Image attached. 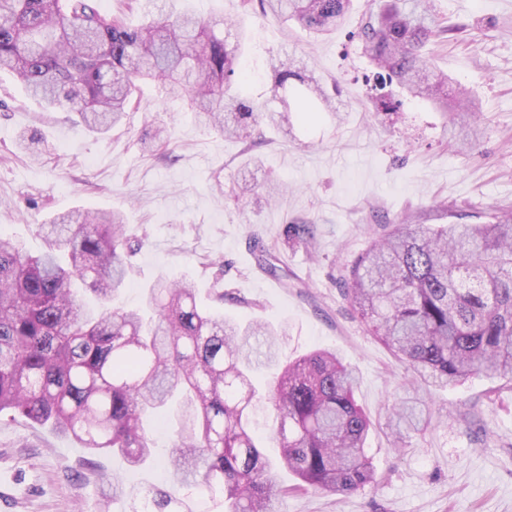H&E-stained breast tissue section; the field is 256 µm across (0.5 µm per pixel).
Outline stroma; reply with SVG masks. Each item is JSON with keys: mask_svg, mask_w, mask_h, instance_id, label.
<instances>
[{"mask_svg": "<svg viewBox=\"0 0 512 512\" xmlns=\"http://www.w3.org/2000/svg\"><path fill=\"white\" fill-rule=\"evenodd\" d=\"M368 0L336 33L313 37L241 0H178L225 35L234 21L245 37L243 66L253 75L245 92L269 91L270 59L290 61L336 93L335 113L267 132L253 148L199 126L183 102L148 85L124 122L99 134L75 113L46 112L15 78L0 72V234L30 252L43 248L34 231L74 209L122 211L131 246L123 301L145 303L157 279L186 280L203 304L212 291L229 294L223 310L240 322L273 323L283 352L337 351L357 372L355 396L373 422L366 446L375 484L350 495L296 490L274 512H512V384L485 377L427 393L437 410L431 426L388 448V401L403 393L408 371L352 317L341 295L347 267L378 233V223L479 224L512 207V0H434L449 28L431 50L449 88H467L481 119L472 145L450 137L452 114L404 98L385 112L365 77L372 68L352 34ZM163 123L169 142L145 148L143 135ZM40 133L39 156L18 135ZM278 182L273 204L240 199L231 183ZM310 224L309 243L284 236L287 225ZM260 236L279 266L273 275L252 248ZM128 494L112 497L113 475ZM169 481L164 467L129 469L121 457L93 454L70 436L9 416L0 417V512H129L130 494Z\"/></svg>", "mask_w": 512, "mask_h": 512, "instance_id": "obj_1", "label": "stroma"}]
</instances>
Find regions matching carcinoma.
Wrapping results in <instances>:
<instances>
[{
    "label": "carcinoma",
    "mask_w": 512,
    "mask_h": 512,
    "mask_svg": "<svg viewBox=\"0 0 512 512\" xmlns=\"http://www.w3.org/2000/svg\"><path fill=\"white\" fill-rule=\"evenodd\" d=\"M99 0H0V72L46 109L66 107L96 132L120 123L140 83L160 84L209 130L250 145L259 122L336 111L311 75L270 63V98L237 90L243 43L217 36L189 13L132 27ZM261 9L316 36L346 22L352 0H259ZM432 0H377L355 36L383 87L444 112L471 97L448 91L425 47L444 38ZM352 264L342 296L373 335L412 372L413 392L387 407L391 447L426 430L422 388L483 375L512 383V211L480 224H386ZM37 232L32 256L0 237V415L48 423L91 451L139 469L153 458L142 418L178 407L168 456L170 487L152 489L132 512H193L197 489L224 512H273L287 488L253 428L271 408L269 438L297 488L350 494L376 481L365 447L373 422L357 404L352 367L319 349L282 358L279 332L201 308L195 288L161 280L156 313L113 306L126 286L128 239L120 212L75 209Z\"/></svg>",
    "instance_id": "1"
}]
</instances>
